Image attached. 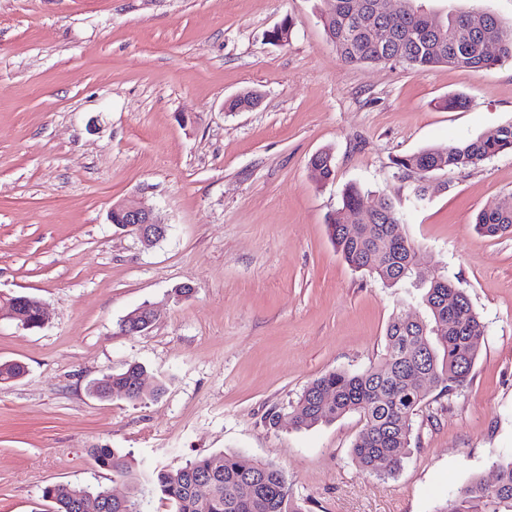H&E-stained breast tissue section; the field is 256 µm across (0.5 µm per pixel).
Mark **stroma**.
<instances>
[{
    "label": "stroma",
    "instance_id": "stroma-1",
    "mask_svg": "<svg viewBox=\"0 0 512 512\" xmlns=\"http://www.w3.org/2000/svg\"><path fill=\"white\" fill-rule=\"evenodd\" d=\"M333 0H0V292L46 307L0 320V512H47L52 483L124 495L88 448L175 466L215 453L269 462L305 512H434L445 489L494 480L512 448V233L475 228L512 198V152L429 179L400 157L512 123V60L489 69L348 65L327 37ZM291 23L285 45L267 31ZM256 91L245 112L225 107ZM465 96L450 109L448 97ZM330 151L335 178L309 161ZM400 201L425 271L465 290L486 327L468 385L429 396L391 477L354 461L358 414L310 429L288 413L321 374L378 364L403 286L351 267L327 233L349 185ZM140 200L167 227L143 244L108 220ZM193 288L178 297L174 288ZM157 316L122 331L134 309ZM139 363L160 395L90 385ZM1 316L17 321L21 328L32 329L33 327H42L46 319L45 306L42 301L35 298L33 311L20 310L11 300L12 296H2Z\"/></svg>",
    "mask_w": 512,
    "mask_h": 512
}]
</instances>
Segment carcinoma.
I'll use <instances>...</instances> for the list:
<instances>
[{"label": "carcinoma", "instance_id": "carcinoma-1", "mask_svg": "<svg viewBox=\"0 0 512 512\" xmlns=\"http://www.w3.org/2000/svg\"><path fill=\"white\" fill-rule=\"evenodd\" d=\"M368 8L373 21L359 22V9ZM323 26L340 58L351 64L402 65L416 70L448 65L476 71L512 59V25L490 12L449 11L433 22L420 10L419 0L398 15L382 12L380 0H334L333 11L323 15ZM495 36L498 51H485L488 37ZM512 152V124L471 141H460L421 150L399 158L401 170L417 175L414 199H426V178L438 172L475 166L503 152ZM318 182L333 176L332 156L327 151L310 161ZM361 188L349 186L342 208L327 222L336 249L352 267L387 286L416 275L418 254L403 233L402 217L389 197L379 199V210L358 211L354 224L341 221L345 211H357ZM479 230L494 237L512 232V206L481 211ZM423 319L394 317L386 329L385 353L380 364L359 373L329 371L314 379L302 392L289 416L300 429L329 423L357 413L364 428L356 438L352 455L363 470L379 477L395 475L407 458L413 418L434 392L452 394L462 389L478 358V343L485 329L466 292L451 279L438 274L418 280ZM456 308H448V296ZM146 368L132 363L102 376V394L126 390L128 399L145 396L141 380ZM93 463L112 472V479L131 487L130 506L112 501L105 488L90 489L71 484H50L42 499L50 500L53 512H143V493L149 490L168 501L174 512H302L292 499L283 472L271 463L254 469L257 487L251 498L238 494L247 472L237 455L218 453L179 466L144 473L131 456L117 448L88 449ZM496 484L479 476L450 489L435 512H512V448L499 450Z\"/></svg>", "mask_w": 512, "mask_h": 512}]
</instances>
